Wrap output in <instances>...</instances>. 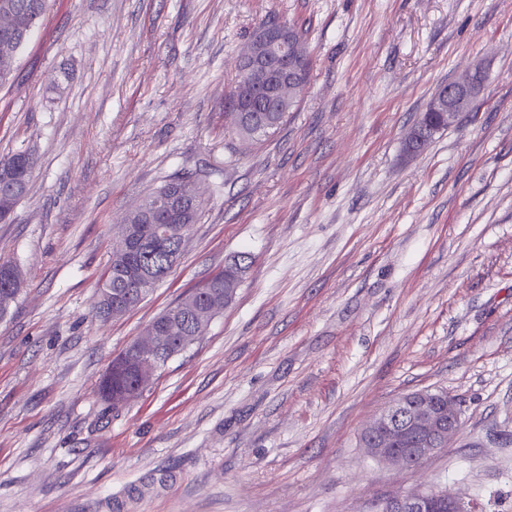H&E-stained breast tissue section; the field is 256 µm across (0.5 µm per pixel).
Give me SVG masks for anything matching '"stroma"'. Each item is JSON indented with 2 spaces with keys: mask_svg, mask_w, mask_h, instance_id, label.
Instances as JSON below:
<instances>
[{
  "mask_svg": "<svg viewBox=\"0 0 512 512\" xmlns=\"http://www.w3.org/2000/svg\"><path fill=\"white\" fill-rule=\"evenodd\" d=\"M311 66L268 137L228 95L257 25ZM483 89L421 152L442 85ZM29 153L0 222L24 287L0 318V512H375L443 491L512 512V0H49L0 86V156ZM181 174L206 207L171 273L100 319L118 227ZM206 333L121 406L112 359L235 254ZM460 399L453 445L378 462L404 394ZM114 368V371H121L122 369L125 368V365H124V362L122 361H116L112 364V367L109 369L108 372H106V374L112 372V369ZM106 374L102 377L101 381L99 382V387H98V391H99V395L100 397L104 400V401H111V397L110 395L112 394V396L117 393V392H121L125 389H127L128 386H130L132 384L131 380V376L129 373H127L126 375H113L111 374V376H106Z\"/></svg>",
  "mask_w": 512,
  "mask_h": 512,
  "instance_id": "stroma-1",
  "label": "stroma"
}]
</instances>
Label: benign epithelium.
<instances>
[{
  "label": "benign epithelium",
  "instance_id": "1",
  "mask_svg": "<svg viewBox=\"0 0 512 512\" xmlns=\"http://www.w3.org/2000/svg\"><path fill=\"white\" fill-rule=\"evenodd\" d=\"M31 22H14V15L7 0H0V29L8 38L0 42L10 49L23 43ZM239 90L232 108L234 114L254 111V100L261 98L268 103L269 112H286L306 86L305 54L301 53L297 36L285 23L269 21L259 25L255 34L238 59ZM478 86L467 76L451 87L442 86L437 100L448 102V126L457 123L463 102L470 100ZM140 209L128 212L121 224L135 225L133 231L142 234L148 230L159 231L158 225L170 222L167 214L154 220L155 226H142ZM217 302L192 301L163 325L152 324L146 336L133 343L135 354L137 391L146 390L157 373L166 365L163 351L173 343L188 347L192 337L206 332ZM404 395L376 415L362 433L364 447L370 455L383 462L413 468L431 451L449 447L462 425L460 401L448 394L420 391L414 404ZM448 505V512H464L459 501L443 492H421L393 499L385 504V512H436L441 505Z\"/></svg>",
  "mask_w": 512,
  "mask_h": 512
}]
</instances>
